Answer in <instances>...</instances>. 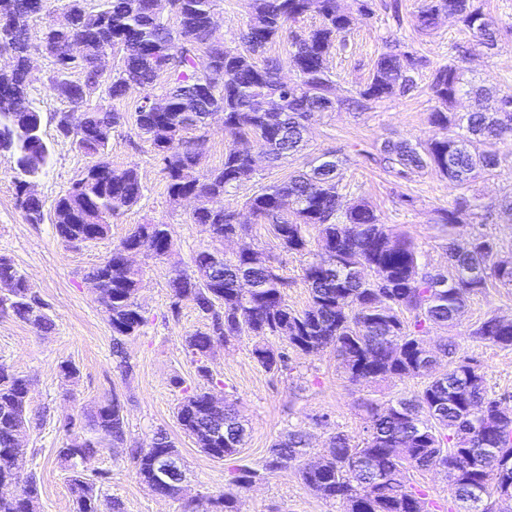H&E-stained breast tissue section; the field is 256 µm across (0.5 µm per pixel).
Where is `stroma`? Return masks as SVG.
<instances>
[{"instance_id": "obj_1", "label": "stroma", "mask_w": 512, "mask_h": 512, "mask_svg": "<svg viewBox=\"0 0 512 512\" xmlns=\"http://www.w3.org/2000/svg\"><path fill=\"white\" fill-rule=\"evenodd\" d=\"M422 4L423 0H372L373 17L356 19L346 46L333 51L329 58L336 93L343 98L366 83L385 42H404L428 61L416 76L417 90L363 111L344 106L334 112L312 113L301 150L276 162L258 159V176L225 194V209L241 211L245 199L258 188L303 169L310 157L329 153L340 163L346 202L362 199L371 203L382 223L414 241L428 269L446 271L449 240L464 245L479 233L496 239L497 260L512 262V217L499 207L503 196L512 193V171L479 175L472 190L490 210L487 223L462 224L450 231L438 221L439 209L453 204L459 194L447 178L426 169L401 179L375 161L385 140L428 143L448 134L447 129L429 119L435 107L428 90L431 70L447 63L453 47L471 43L473 36L453 16L441 17L429 32L417 31L414 16ZM51 70L50 58L37 55L30 88L31 100L44 117V136L52 145V162L36 181L38 195L49 205L65 194L92 162L91 156L56 133L51 116L64 110L66 104L50 87ZM465 77L475 92L460 96L454 112L493 110L495 92L512 89V34L503 39L501 52L471 57ZM141 97L135 88L120 100L110 99L100 90L87 103L91 110L103 108L124 114V124L113 132L109 142L108 158L115 167L136 168L144 185L138 203L114 217L108 237L96 243L76 248L63 242L49 211L43 223H27L16 206L11 163L0 157V255L27 276L33 291L48 304L54 323L49 333L39 334L15 316L0 313V363L29 379L30 407L44 417L42 425L33 428L24 440L29 465L39 480L38 512H72L67 473L56 453L64 441L56 425L57 416L81 406L94 407L114 394L124 406L131 441L145 445L155 432H167L181 456L188 487L208 496L227 490L237 469L261 468L267 448L289 430L299 428L308 433L310 445L305 459L314 462L334 433L362 438V402L383 405L399 394L409 395L422 387L417 379L371 387L353 384L330 353L318 357L290 353L289 370L271 373L250 354L254 337H241L216 346L208 365L214 378L223 383L219 397L235 403L247 435L236 455L212 459L184 434L175 416L185 390L203 383L186 354L184 338L203 329L206 320L190 301L182 303L178 315H171L170 264L141 255L136 258L144 270L139 301L147 323L138 335L125 340L131 373L125 376L116 369L109 318L87 279L89 271L105 258L113 243L138 224H169L172 262L184 266L195 252L213 245L203 227L191 222L192 203H175L167 193L154 146L139 135L135 125V109ZM244 248L274 257L280 274L290 282L289 305L298 310L306 307L303 260L282 251L270 225H250L246 236L223 244L230 256ZM490 316L512 319V288L493 286L472 294L461 322L450 329L431 328L426 341L433 347L444 337L454 336L461 353L481 364L489 395L501 398L504 406L512 409V349L485 345L470 336L471 330ZM64 360L77 367L76 378L60 375L57 365ZM86 470L111 473L102 493L122 500L125 512H181L179 501L157 496L137 475L126 461L124 449L115 448L91 458ZM240 510L341 512V507L307 488L296 467L291 466L267 475L243 492Z\"/></svg>"}]
</instances>
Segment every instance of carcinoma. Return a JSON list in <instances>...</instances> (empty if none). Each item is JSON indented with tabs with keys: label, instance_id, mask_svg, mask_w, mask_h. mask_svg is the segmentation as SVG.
I'll use <instances>...</instances> for the list:
<instances>
[{
	"label": "carcinoma",
	"instance_id": "carcinoma-1",
	"mask_svg": "<svg viewBox=\"0 0 512 512\" xmlns=\"http://www.w3.org/2000/svg\"><path fill=\"white\" fill-rule=\"evenodd\" d=\"M31 0H0V46L17 53L13 68L0 70V98L11 101V111L23 120L13 124L0 111V154L9 156L14 173L17 205L25 220L39 224L44 202L26 193L52 161L50 144L42 133V115L30 99L26 56L32 38L28 21L46 13L34 11ZM222 0H172L177 26L156 14L153 0H99L95 6L64 13L42 30L54 41L49 81L53 91L74 107L84 105L100 88L112 99L138 88L143 96L136 109L140 134L154 145L172 200L190 192L201 198L222 197L256 175L254 157L237 141L254 142L272 160L298 150L303 141V120L314 111L334 112L341 104L328 58L336 45H346L352 16L344 0H247L248 13L240 35L242 47H232L217 33L215 17ZM313 14L319 24L294 28L292 23ZM442 14L453 15L472 32L473 43L456 49L451 62L434 69L428 89L437 106L433 123L448 128V136L425 145L387 140L378 161L396 176L407 179L424 169L448 178L462 193L441 212L448 226V266L452 274L430 271L419 262L415 244L381 223L376 210L363 201L343 204L341 176L334 160H311L307 169L262 187L244 201L256 224H269L280 247L307 256L303 280L309 301L299 311L286 299L288 280L271 261H259L255 252L243 250L228 257L220 250L196 252L191 271L175 265L169 278L170 311L176 315L181 302L190 300L205 317V329L184 338L186 352L197 364V373L210 383L187 393L176 408L183 431L206 455L220 460L242 447L244 421L232 402L214 412L208 401L214 381L205 364L217 344H228L242 335L258 338L252 357L267 371L288 368V352L269 343L273 337L306 356L335 354L339 368L354 384L377 385L387 381L420 378L423 387L411 396H399L380 408L364 404L365 438L354 444L338 432L318 467L301 464L306 434L290 430L267 449L262 468L237 470L233 488L207 497L208 512H240L239 494L265 476L292 465L299 467L302 482L325 499L337 500L343 512H431L426 494L408 484L407 473L439 470L447 474L448 494L463 512H512V495L505 482L512 481V410L488 394L486 377L475 359L458 355L455 338L448 336L437 349L424 337L433 327L448 328L464 317L468 298L495 280L512 287V263L495 260V244L485 236L469 246L455 243L459 224L488 219L480 198L467 194L478 171L492 172L512 165V151L501 146L512 141V90L502 92L497 112H453L457 98L467 93L464 61L475 51L498 48L501 36L512 32V17L483 11L478 0H425L415 16L422 32L432 30ZM288 35L291 51L287 64L295 86L281 83L283 64L265 56L267 46ZM73 40L84 43L83 54H69ZM122 52L121 66L107 76L98 65L101 51ZM425 60L386 43L374 62L369 81L347 99L361 109L393 95L407 96L417 88L415 71ZM81 79H71L73 73ZM166 77L168 89L153 112L145 102L155 96L158 78ZM210 112L224 114V128L237 140L225 145L221 166L200 167ZM58 136L94 158L83 176L54 201L55 230L64 242L95 243L110 231L112 217L142 197L143 185L133 167L117 168L107 158L112 132L124 115L108 109L84 112L74 128L68 111L53 115ZM190 131L194 138L186 137ZM191 222L204 227L209 237L222 241L241 236L247 225L231 211L205 206L191 213ZM171 225L138 224L115 244L87 278L96 282L98 301L109 314L112 355L116 368L132 369L124 340L136 336L147 322L138 302L144 271L126 259L131 247L163 263L172 254ZM0 312H10L37 333H48L53 321L48 304L33 292L26 277L5 257H0ZM471 337L501 348L512 347V324L497 327L496 317L480 322ZM449 358L448 371L431 376L422 363ZM27 379L0 363V512H36L38 479L25 472V461L15 452V440L37 417L27 398ZM212 419L224 420V441L212 443L203 431ZM58 429L82 431L57 449L69 473L72 512H125L118 498L102 501V487L109 473L89 477L83 461L106 449L126 447L136 473L155 480L154 461L176 449L167 433L159 431L146 447L127 446L128 427L117 394L91 409L82 408L57 418ZM155 493L182 501L183 512H197L201 497L177 482L156 483Z\"/></svg>",
	"mask_w": 512,
	"mask_h": 512
}]
</instances>
